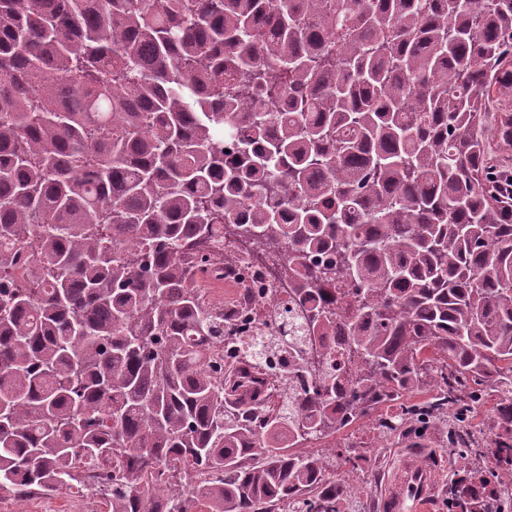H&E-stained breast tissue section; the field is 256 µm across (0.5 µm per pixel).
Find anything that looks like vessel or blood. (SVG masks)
<instances>
[{"instance_id": "obj_1", "label": "vessel or blood", "mask_w": 512, "mask_h": 512, "mask_svg": "<svg viewBox=\"0 0 512 512\" xmlns=\"http://www.w3.org/2000/svg\"><path fill=\"white\" fill-rule=\"evenodd\" d=\"M438 491V467L413 453L400 457L393 479L381 498V512H433Z\"/></svg>"}]
</instances>
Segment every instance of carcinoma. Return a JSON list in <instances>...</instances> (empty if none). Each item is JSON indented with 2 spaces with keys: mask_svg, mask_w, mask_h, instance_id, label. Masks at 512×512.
<instances>
[{
  "mask_svg": "<svg viewBox=\"0 0 512 512\" xmlns=\"http://www.w3.org/2000/svg\"><path fill=\"white\" fill-rule=\"evenodd\" d=\"M511 63L512 0H0V492L345 512L360 450L308 444L392 406L425 437L454 405L447 451L512 512V200L484 136ZM224 224L287 248L300 300L356 290L349 376L266 384L268 335L251 374L214 360L197 274L224 277Z\"/></svg>",
  "mask_w": 512,
  "mask_h": 512,
  "instance_id": "cac0c4a2",
  "label": "carcinoma"
}]
</instances>
